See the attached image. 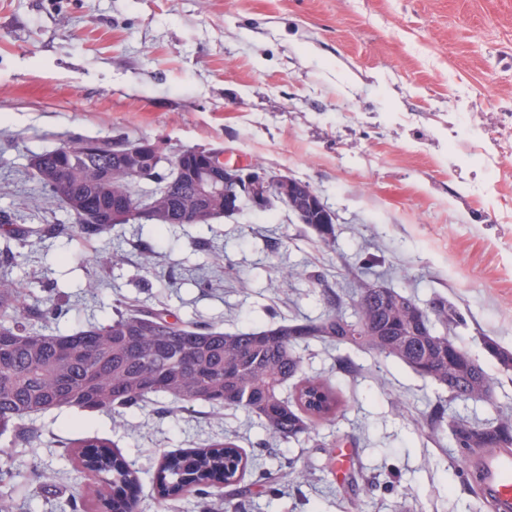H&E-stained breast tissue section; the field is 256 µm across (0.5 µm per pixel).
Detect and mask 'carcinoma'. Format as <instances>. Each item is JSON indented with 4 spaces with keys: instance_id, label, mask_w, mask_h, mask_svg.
I'll return each mask as SVG.
<instances>
[{
    "instance_id": "1",
    "label": "carcinoma",
    "mask_w": 512,
    "mask_h": 512,
    "mask_svg": "<svg viewBox=\"0 0 512 512\" xmlns=\"http://www.w3.org/2000/svg\"><path fill=\"white\" fill-rule=\"evenodd\" d=\"M124 139L75 137L32 156L33 175L49 199L61 201L80 237L109 234L116 225L92 219L137 199L164 212L158 226L190 224L200 204L187 169L155 166L153 188L142 193L143 177L127 169ZM321 245L332 249L335 225L311 224ZM327 311L319 318L288 319L262 329L226 332L167 320L148 305L118 303L105 322L89 323L66 335L47 331L46 314L23 315L21 284L0 280V436L13 432L23 444L36 438L26 421L55 409L121 414L161 397L182 409L206 405L216 412L243 411L266 435L286 442L308 438L336 415V390L319 377H304L300 349L312 341L353 346L399 360L448 392L427 418L415 422L437 440L449 437L462 460L489 448H512V410L493 400L494 381L484 367L451 337L461 314L442 298L422 305L413 297L362 280L346 296L327 286ZM484 349L499 371L512 373V349L486 338ZM297 381L294 396L288 382ZM483 402L495 417L475 422L448 416L457 402ZM82 462L98 482L106 512H139L130 491L137 471L113 444L99 437L75 442ZM248 458L231 436L183 454H171L154 475L158 508L181 495L188 480L207 494L222 485L224 512H242L241 485ZM0 483L22 486L24 471L0 468Z\"/></svg>"
}]
</instances>
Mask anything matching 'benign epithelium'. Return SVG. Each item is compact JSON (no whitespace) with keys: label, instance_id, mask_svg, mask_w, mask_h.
I'll return each mask as SVG.
<instances>
[{"label":"benign epithelium","instance_id":"1","mask_svg":"<svg viewBox=\"0 0 512 512\" xmlns=\"http://www.w3.org/2000/svg\"><path fill=\"white\" fill-rule=\"evenodd\" d=\"M138 165L145 159L155 163L157 153L155 146L146 142L129 148ZM179 164L191 162V173L196 180V188L201 199L205 200L213 194L224 193V213H238L245 206L265 209L274 199L284 201L297 216L300 223L307 222L308 215L315 214L324 224L335 223V215L331 213L322 197L305 182L280 175L275 182L264 173L252 167L229 166L218 164L215 154L199 149H182L177 152Z\"/></svg>","mask_w":512,"mask_h":512}]
</instances>
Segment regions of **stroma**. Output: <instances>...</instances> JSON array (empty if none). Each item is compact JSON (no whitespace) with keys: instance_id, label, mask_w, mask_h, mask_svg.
<instances>
[{"instance_id":"stroma-1","label":"stroma","mask_w":512,"mask_h":512,"mask_svg":"<svg viewBox=\"0 0 512 512\" xmlns=\"http://www.w3.org/2000/svg\"><path fill=\"white\" fill-rule=\"evenodd\" d=\"M511 133L512 0H0V210L21 230L56 225L13 275L26 307L54 312L57 334L106 321L119 300L227 332L314 319L323 289L285 269L348 288L351 264L372 256L371 280L457 307L456 343L510 408L512 377L481 339L512 348V162L495 148ZM116 134L307 182L336 215L335 251L280 202L208 226L126 224L76 241L30 158L72 136ZM104 247L124 262L102 269L93 256ZM303 356L305 374L342 400L309 440L265 448L243 412H172L163 400L120 419L62 408L37 418L40 440L14 459L26 486L0 497L16 512H62L71 500L99 512L95 476L71 445L99 436L137 470L142 512H155L162 455L231 435L253 460L243 512H351L368 478L378 482L368 512H478L458 450L414 427L436 384L350 348L313 342ZM345 357L355 372L340 369ZM284 458L295 474L278 472Z\"/></svg>"}]
</instances>
